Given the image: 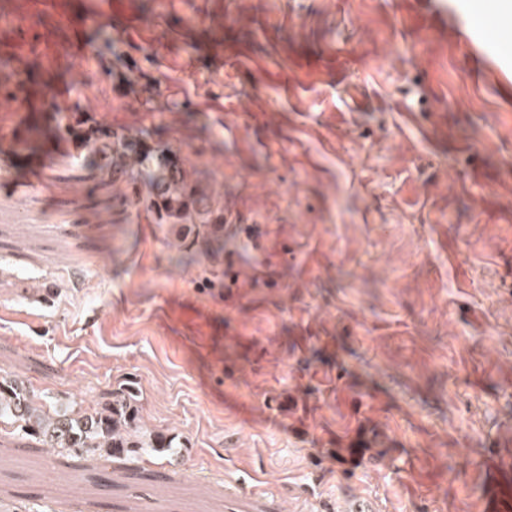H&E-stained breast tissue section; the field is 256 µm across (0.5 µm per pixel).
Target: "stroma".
<instances>
[{"label":"stroma","instance_id":"35a3bbf8","mask_svg":"<svg viewBox=\"0 0 512 512\" xmlns=\"http://www.w3.org/2000/svg\"><path fill=\"white\" fill-rule=\"evenodd\" d=\"M71 1L13 0L0 128L55 127L38 104L73 78L78 118L183 153L222 199L236 283L212 225L134 214L66 142L15 143L0 378L123 390L173 444L126 458L134 490L74 481L111 471L90 453L4 451L0 512H512V82L457 42L512 0H125L126 35L109 0ZM103 29L108 51L65 56ZM129 67L160 91L120 96Z\"/></svg>","mask_w":512,"mask_h":512}]
</instances>
